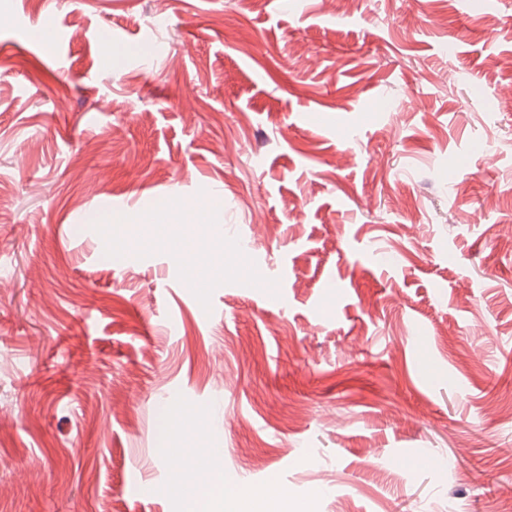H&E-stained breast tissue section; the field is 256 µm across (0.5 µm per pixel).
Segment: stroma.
<instances>
[{"label": "stroma", "mask_w": 512, "mask_h": 512, "mask_svg": "<svg viewBox=\"0 0 512 512\" xmlns=\"http://www.w3.org/2000/svg\"><path fill=\"white\" fill-rule=\"evenodd\" d=\"M13 17L0 512H187L165 443L184 468L223 449L286 512H500L512 0H0ZM211 199L234 276L202 288L101 221ZM174 403L202 433L165 439Z\"/></svg>", "instance_id": "stroma-1"}]
</instances>
